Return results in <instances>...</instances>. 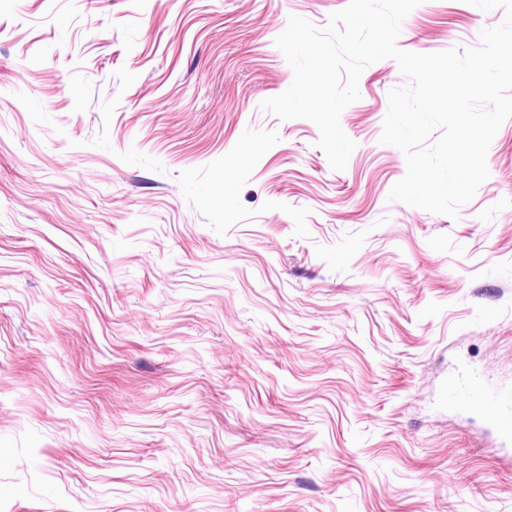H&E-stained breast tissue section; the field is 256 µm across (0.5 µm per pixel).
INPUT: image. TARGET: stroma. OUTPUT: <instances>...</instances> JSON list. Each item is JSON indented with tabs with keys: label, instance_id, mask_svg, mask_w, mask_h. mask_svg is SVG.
I'll list each match as a JSON object with an SVG mask.
<instances>
[{
	"label": "stroma",
	"instance_id": "stroma-1",
	"mask_svg": "<svg viewBox=\"0 0 512 512\" xmlns=\"http://www.w3.org/2000/svg\"><path fill=\"white\" fill-rule=\"evenodd\" d=\"M348 0H0V512H512V118L458 219L390 200L397 63L317 126L264 99ZM503 9L422 0L397 45ZM448 405L469 408L485 415L498 429L499 447L506 449L512 441V390H488L476 377L450 380Z\"/></svg>",
	"mask_w": 512,
	"mask_h": 512
}]
</instances>
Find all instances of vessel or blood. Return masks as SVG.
Segmentation results:
<instances>
[{"label":"vessel or blood","mask_w":512,"mask_h":512,"mask_svg":"<svg viewBox=\"0 0 512 512\" xmlns=\"http://www.w3.org/2000/svg\"><path fill=\"white\" fill-rule=\"evenodd\" d=\"M447 399L450 406L481 412L498 429L500 448L512 444V390H488L477 377L450 380Z\"/></svg>","instance_id":"vessel-or-blood-1"}]
</instances>
